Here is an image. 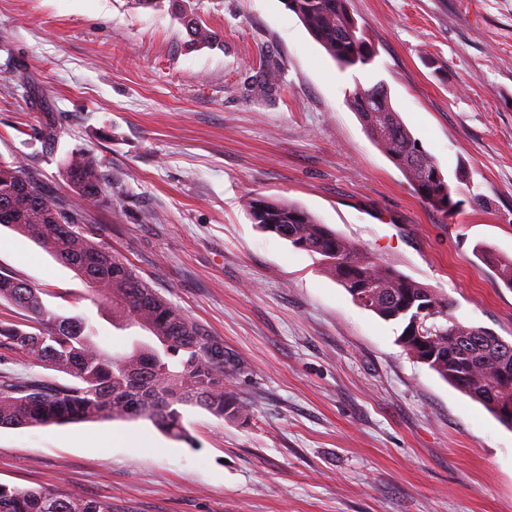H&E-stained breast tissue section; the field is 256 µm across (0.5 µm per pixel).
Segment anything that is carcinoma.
Returning a JSON list of instances; mask_svg holds the SVG:
<instances>
[{
    "mask_svg": "<svg viewBox=\"0 0 512 512\" xmlns=\"http://www.w3.org/2000/svg\"><path fill=\"white\" fill-rule=\"evenodd\" d=\"M350 0H285L311 36L343 67L366 65L372 43L349 8ZM192 41L205 44L216 33L188 15ZM350 107L367 133L402 172L422 203L444 214L453 210V190L434 157L422 147L392 107L384 83L358 86ZM97 157L75 152L62 163L64 177L83 206L48 190L36 172L18 162H0V225L8 226L72 268L92 296L122 314L126 326L150 333L132 351L112 355L96 342V329L81 318H64L45 305L41 291L0 274V301L24 312L25 323H0V348L67 381L39 374L17 377L0 370V427H45L99 420L149 419L175 438L187 437L182 406L213 416H248L250 405L227 384L224 345L163 298L136 270L82 226L90 210L111 207ZM244 206L254 223L300 249L321 257L324 268L354 303L385 321L403 324L398 342L460 392L482 404L502 424L499 410L512 401V343H489L484 330L453 316V304L435 289L380 262L342 237L311 212L282 199L249 195ZM497 278L512 288V257L481 250ZM432 309L421 315L422 306ZM419 315L417 329L411 318ZM0 512H112L107 504L76 491L24 489L0 484Z\"/></svg>",
    "mask_w": 512,
    "mask_h": 512,
    "instance_id": "cac0c4a2",
    "label": "carcinoma"
}]
</instances>
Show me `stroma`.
Here are the masks:
<instances>
[{
    "mask_svg": "<svg viewBox=\"0 0 512 512\" xmlns=\"http://www.w3.org/2000/svg\"><path fill=\"white\" fill-rule=\"evenodd\" d=\"M350 2L376 54L344 69L284 0H0V161L67 196L63 160L101 159L112 207L91 224L223 343L252 407H183L185 440L146 419L2 427L0 484L74 487L112 512H512V429L243 206L305 207L512 341V289L475 254L512 257V0ZM186 14L219 40L191 42ZM378 82L446 180L466 170L455 211L426 207L350 108ZM0 272L87 319L110 352L145 336L68 300L83 281L2 225Z\"/></svg>",
    "mask_w": 512,
    "mask_h": 512,
    "instance_id": "1",
    "label": "stroma"
}]
</instances>
